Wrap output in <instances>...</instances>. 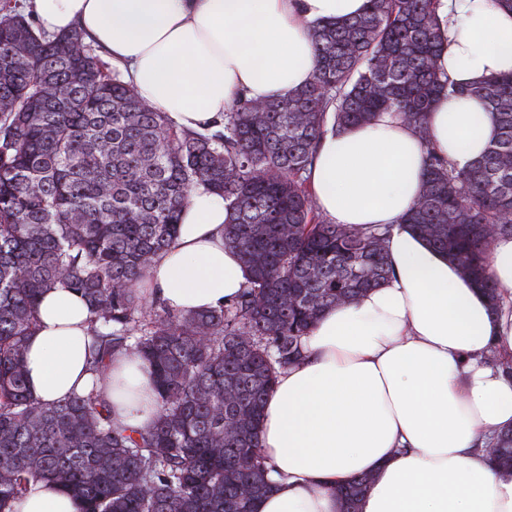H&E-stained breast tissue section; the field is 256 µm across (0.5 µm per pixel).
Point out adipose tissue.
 Here are the masks:
<instances>
[{
    "label": "adipose tissue",
    "mask_w": 512,
    "mask_h": 512,
    "mask_svg": "<svg viewBox=\"0 0 512 512\" xmlns=\"http://www.w3.org/2000/svg\"><path fill=\"white\" fill-rule=\"evenodd\" d=\"M367 0H26L50 34L81 33L138 94L181 129L204 131L238 98L272 100L316 69L314 23L362 13ZM438 69L452 83L512 73V10L495 0H438ZM429 141L393 113L322 138L311 185L334 224L387 226L391 277L324 311L303 338L304 358L268 396L259 440L272 489L257 512H340L336 489L373 480L359 512H512V471L486 453L512 430V236L493 246L499 312L442 253L407 229L428 147L463 169L497 129L482 102L442 96ZM222 198L197 187L179 232L141 284L176 312L234 299L247 282L224 244ZM90 306L65 288L42 295L26 352L28 388L42 402L89 391ZM113 420L141 428L156 411L150 371L113 363ZM12 512H81L39 482Z\"/></svg>",
    "instance_id": "adipose-tissue-1"
}]
</instances>
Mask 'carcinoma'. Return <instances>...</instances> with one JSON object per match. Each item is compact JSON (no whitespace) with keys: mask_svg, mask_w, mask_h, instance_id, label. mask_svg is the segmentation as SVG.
<instances>
[{"mask_svg":"<svg viewBox=\"0 0 512 512\" xmlns=\"http://www.w3.org/2000/svg\"><path fill=\"white\" fill-rule=\"evenodd\" d=\"M310 38L308 85L241 98L200 133L176 129L80 33L50 35L0 7V512L36 481L82 512H255L269 490L259 423L278 374L303 359L323 311L391 273L389 228L333 224L318 210L309 176L329 131L394 111L427 141L440 95L482 100L495 139L462 170L428 147L403 224L500 302L489 266L494 239L512 235V73L447 87L436 0H368ZM198 186L224 200V244L248 279L230 302L177 313L136 284ZM60 287L89 302L95 382L112 379L119 355L150 367L149 426L114 423L94 389L52 403L30 393L38 300ZM492 460L512 470L511 430ZM371 480L336 488L341 512H358Z\"/></svg>","mask_w":512,"mask_h":512,"instance_id":"carcinoma-1","label":"carcinoma"}]
</instances>
